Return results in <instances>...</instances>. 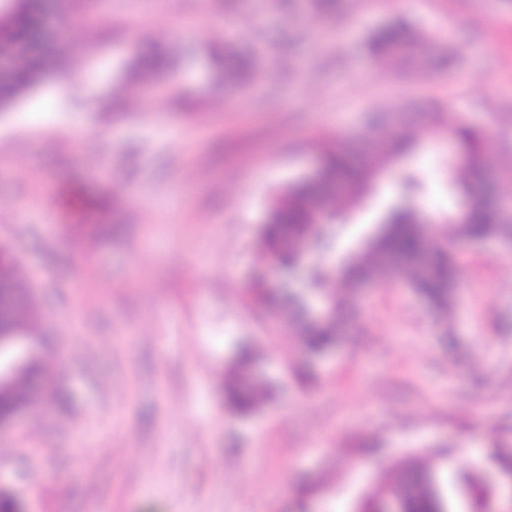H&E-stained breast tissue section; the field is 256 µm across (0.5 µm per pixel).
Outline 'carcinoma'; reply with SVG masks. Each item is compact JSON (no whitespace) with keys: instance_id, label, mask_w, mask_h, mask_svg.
I'll list each match as a JSON object with an SVG mask.
<instances>
[{"instance_id":"carcinoma-1","label":"carcinoma","mask_w":512,"mask_h":512,"mask_svg":"<svg viewBox=\"0 0 512 512\" xmlns=\"http://www.w3.org/2000/svg\"><path fill=\"white\" fill-rule=\"evenodd\" d=\"M41 10V0H28L26 10L15 21L12 37L18 46L12 81L0 84V99L11 97L28 87L44 70L45 63L24 53L29 36V22ZM418 40L413 31L396 25L374 35L370 52L406 63L415 59ZM168 65L161 54L147 56L134 68L138 79L158 73ZM254 73L253 59L245 54H229L224 60V84L241 87ZM416 123V114L407 109L371 112L359 128L329 136L312 144L318 162L312 178H304L284 186L273 197L264 224L258 229L257 244L263 258L283 267L299 262L300 249L313 233V225L336 216V205L355 207L373 189L384 167L415 148L405 131ZM461 144L462 161L450 168L460 174L464 206L448 221L455 226V237L481 241L502 239L512 242V210L497 203L486 193L478 192L473 182L486 185L512 180V167H504L487 152V133L467 125L448 129ZM387 223L376 240L352 255L342 269V278L357 285L381 275H407L406 284L416 291L432 309L448 308L454 297L458 268L450 249L451 239L433 233V225L442 223L415 205L388 212ZM426 257V270L419 260ZM9 293L3 324L28 333L33 310L30 289L18 278L15 262L8 255L0 257V289ZM299 343L309 354H321L338 343L351 327V313L336 298H328V311L323 317L306 312L299 301L287 304ZM253 352L239 348L232 365V382L225 387L227 404L240 413H250L257 406L258 391L265 397L271 391L253 373ZM42 377V367L35 356L23 358L16 366L8 391L0 394V407L29 405L33 383ZM383 497L400 503L403 512H464L460 500L446 497L433 466L412 458L394 468L389 479L380 486Z\"/></svg>"}]
</instances>
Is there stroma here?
I'll list each match as a JSON object with an SVG mask.
<instances>
[{"mask_svg":"<svg viewBox=\"0 0 512 512\" xmlns=\"http://www.w3.org/2000/svg\"><path fill=\"white\" fill-rule=\"evenodd\" d=\"M449 72L373 57L395 20ZM59 65L0 110V248L34 295L28 349L55 403L0 428V489L24 512H352L415 457L466 461L470 480L512 456V247L458 242L459 286L438 312L402 281L357 288L354 326L310 357L256 246L273 196L304 177L307 143L366 112L424 106L413 153L329 230L343 264L397 187L421 210L461 198L450 126L484 128L512 164V0H343L339 15L273 0H44L28 44ZM160 49L157 96L131 71ZM256 56L225 88L218 51ZM79 83L83 95L61 88ZM89 126L94 137L77 131ZM265 280L268 302L249 291ZM273 389L224 404L240 345Z\"/></svg>","mask_w":512,"mask_h":512,"instance_id":"35a3bbf8","label":"stroma"}]
</instances>
